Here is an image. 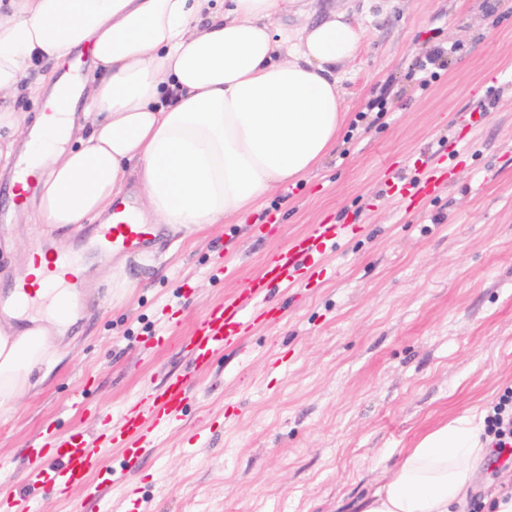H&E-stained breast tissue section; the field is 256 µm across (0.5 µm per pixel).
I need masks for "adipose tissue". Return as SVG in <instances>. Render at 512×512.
<instances>
[{"label": "adipose tissue", "instance_id": "adipose-tissue-1", "mask_svg": "<svg viewBox=\"0 0 512 512\" xmlns=\"http://www.w3.org/2000/svg\"><path fill=\"white\" fill-rule=\"evenodd\" d=\"M295 2L0 0V99L34 94L48 109L31 127L0 107V127L25 141L35 187L23 206L40 235L109 216L125 192L142 202L140 223L174 235L239 224L313 169L345 120L336 67L357 56L363 30L344 10L279 26ZM85 47L78 120L59 70ZM46 63L54 72L24 86ZM66 333L58 318H0V408L46 380ZM485 417L476 405L420 435L358 512H464L488 455Z\"/></svg>", "mask_w": 512, "mask_h": 512}]
</instances>
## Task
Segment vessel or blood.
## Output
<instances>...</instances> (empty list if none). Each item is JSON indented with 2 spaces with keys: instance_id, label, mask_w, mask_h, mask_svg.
<instances>
[{
  "instance_id": "1",
  "label": "vessel or blood",
  "mask_w": 512,
  "mask_h": 512,
  "mask_svg": "<svg viewBox=\"0 0 512 512\" xmlns=\"http://www.w3.org/2000/svg\"><path fill=\"white\" fill-rule=\"evenodd\" d=\"M159 231V225L139 223L132 210L121 202L113 207L108 223L97 225L95 248L104 258L140 255L148 251ZM339 235L338 225H313L308 234L290 239L287 246L264 264L246 301L225 300L199 319L189 342L193 371L207 369L213 356L244 332V311L261 316L275 314L276 308L268 300L269 292L297 285L310 271L313 258L320 255L327 244L336 242ZM81 282L80 256L68 251L55 253L43 284L36 286L26 280L16 283L13 295L0 299V311L17 310L27 316L45 309L60 311L61 300L77 294ZM190 392L191 385L186 377H173L160 388H146V396L153 404L151 414L143 415L139 405H132L124 414L120 432L101 434L93 442L79 433L70 435L61 444L50 438L43 439L28 453L38 483L61 492L83 486L88 471L101 463L107 445L116 442L130 447L119 465L120 476L134 473L143 451L141 443L149 430L162 429L178 418Z\"/></svg>"
}]
</instances>
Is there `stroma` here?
<instances>
[{
  "label": "stroma",
  "mask_w": 512,
  "mask_h": 512,
  "mask_svg": "<svg viewBox=\"0 0 512 512\" xmlns=\"http://www.w3.org/2000/svg\"><path fill=\"white\" fill-rule=\"evenodd\" d=\"M354 5L364 41L336 69L348 113L335 147L244 223L164 232L127 257L131 295L100 280L89 226L40 239L0 172V293L44 241L81 255L90 296L75 347L0 411V488L30 494L23 459L43 433L112 429L147 381L187 373L197 320L314 224L357 232L192 376L181 419L113 486L109 512H352L417 436L512 388V0ZM448 45L420 86L418 63ZM430 165L447 188L410 197Z\"/></svg>",
  "instance_id": "stroma-1"
}]
</instances>
